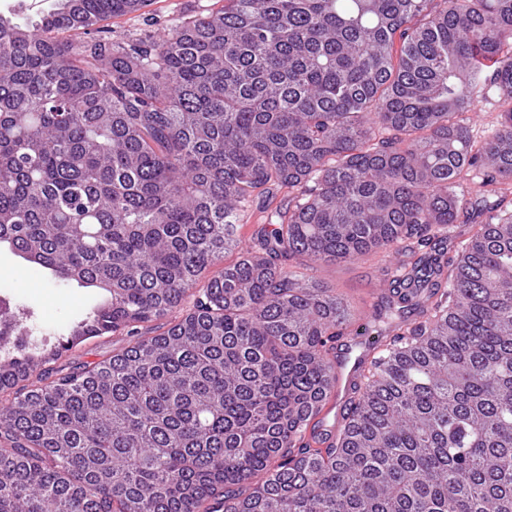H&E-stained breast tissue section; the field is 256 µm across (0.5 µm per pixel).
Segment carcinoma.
<instances>
[{"label":"carcinoma","mask_w":512,"mask_h":512,"mask_svg":"<svg viewBox=\"0 0 512 512\" xmlns=\"http://www.w3.org/2000/svg\"><path fill=\"white\" fill-rule=\"evenodd\" d=\"M147 2L0 15V245L105 295L54 342L0 347V512H512V211L454 261L442 234L469 221L467 173L512 194V0H222L159 39L104 35ZM403 240L427 248L389 279L416 318L315 448L354 317L288 261ZM121 331L123 351L53 367ZM502 110L503 107L497 102L496 93H491L487 98H477L470 112V123L474 133L478 136L490 135L498 126ZM192 308V300H186L185 303L178 309H176L173 313L168 316L153 320L147 323H141L138 326V334L140 336H156L163 332H165L175 320L180 319L182 316L186 315L189 310Z\"/></svg>","instance_id":"cac0c4a2"}]
</instances>
